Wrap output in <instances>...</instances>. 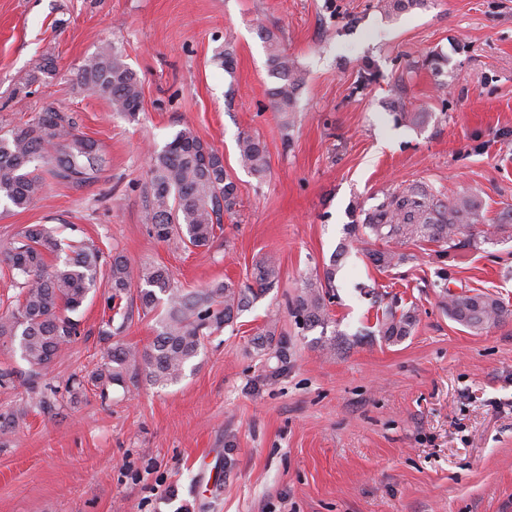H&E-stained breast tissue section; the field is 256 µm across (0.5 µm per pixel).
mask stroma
Returning a JSON list of instances; mask_svg holds the SVG:
<instances>
[{
    "mask_svg": "<svg viewBox=\"0 0 512 512\" xmlns=\"http://www.w3.org/2000/svg\"><path fill=\"white\" fill-rule=\"evenodd\" d=\"M378 0H0V130L52 106L98 140L106 162L75 185L46 178L27 209L0 202V248L31 224L69 244L166 268L179 287L253 286L268 255L280 282L213 335L178 382L140 373L95 379L109 346L102 291L72 317L80 334L40 384L0 387V512H512V225L492 243L441 252L406 245L376 269L347 227L388 192L424 184L479 195L487 223L512 208V0H433L386 16ZM304 75L294 112H275L260 27ZM112 43L139 76L136 118L81 88L75 72ZM234 50L232 70L216 58ZM448 62L442 73L427 54ZM56 70L17 92L42 57ZM377 82L361 85L366 69ZM428 112L395 119L393 103ZM191 129L224 159L237 205L207 248L149 233V155ZM260 138L269 168L243 167L240 133ZM345 248L325 324L298 328L290 307ZM497 296L508 318L475 334L450 320L437 282ZM415 306L410 336L371 331L391 300ZM284 355L252 340L270 312ZM332 340L335 353L322 351Z\"/></svg>",
    "mask_w": 512,
    "mask_h": 512,
    "instance_id": "35a3bbf8",
    "label": "stroma"
}]
</instances>
